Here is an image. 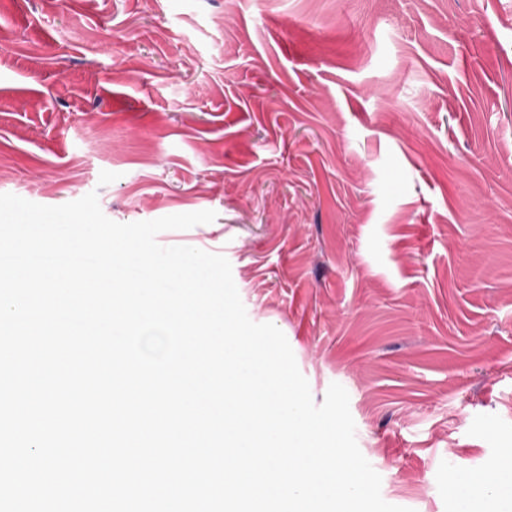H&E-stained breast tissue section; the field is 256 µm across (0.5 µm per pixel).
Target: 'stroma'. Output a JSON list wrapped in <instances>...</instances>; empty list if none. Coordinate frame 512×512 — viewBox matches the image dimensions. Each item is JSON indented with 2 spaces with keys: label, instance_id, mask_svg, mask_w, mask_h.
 <instances>
[{
  "label": "stroma",
  "instance_id": "1",
  "mask_svg": "<svg viewBox=\"0 0 512 512\" xmlns=\"http://www.w3.org/2000/svg\"><path fill=\"white\" fill-rule=\"evenodd\" d=\"M225 256L381 495L512 449V0H0V193Z\"/></svg>",
  "mask_w": 512,
  "mask_h": 512
}]
</instances>
